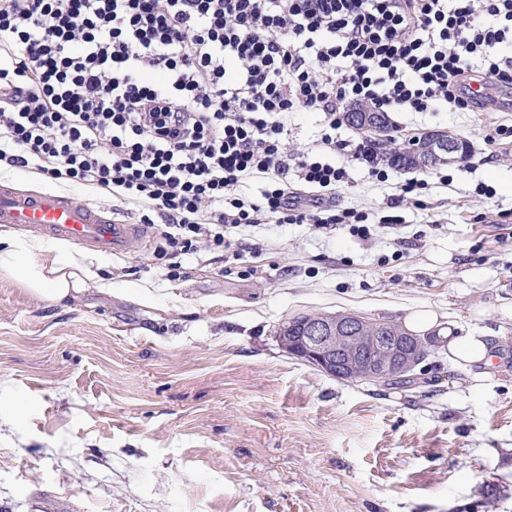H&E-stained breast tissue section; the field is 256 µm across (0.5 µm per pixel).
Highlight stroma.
Returning a JSON list of instances; mask_svg holds the SVG:
<instances>
[{
    "instance_id": "35a3bbf8",
    "label": "stroma",
    "mask_w": 512,
    "mask_h": 512,
    "mask_svg": "<svg viewBox=\"0 0 512 512\" xmlns=\"http://www.w3.org/2000/svg\"><path fill=\"white\" fill-rule=\"evenodd\" d=\"M493 108L395 112L401 137L439 130L468 159L425 169L350 163L338 208L370 229L246 227L259 259L201 250L180 277L153 250L70 253L92 274L50 307L0 275V512H512V89ZM319 112L288 115L292 152L313 149ZM423 181L396 210L386 200ZM22 191L111 198L39 175ZM396 213L401 228L387 225ZM426 306L491 339V366L432 349L414 385L341 381L279 349L283 320L354 312L406 322Z\"/></svg>"
}]
</instances>
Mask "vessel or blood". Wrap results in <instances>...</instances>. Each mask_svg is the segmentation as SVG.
I'll use <instances>...</instances> for the list:
<instances>
[{
	"mask_svg": "<svg viewBox=\"0 0 512 512\" xmlns=\"http://www.w3.org/2000/svg\"><path fill=\"white\" fill-rule=\"evenodd\" d=\"M0 224L109 255L130 251L140 239L139 225L114 223L109 209L57 193H25L8 184H0Z\"/></svg>",
	"mask_w": 512,
	"mask_h": 512,
	"instance_id": "b4317fda",
	"label": "vessel or blood"
}]
</instances>
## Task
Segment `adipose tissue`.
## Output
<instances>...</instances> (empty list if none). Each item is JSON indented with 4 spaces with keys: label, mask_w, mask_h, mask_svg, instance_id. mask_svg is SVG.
<instances>
[{
    "label": "adipose tissue",
    "mask_w": 512,
    "mask_h": 512,
    "mask_svg": "<svg viewBox=\"0 0 512 512\" xmlns=\"http://www.w3.org/2000/svg\"><path fill=\"white\" fill-rule=\"evenodd\" d=\"M75 264L74 257L66 251L0 232V274L17 281L48 304H60L83 290V280L73 271ZM408 329L416 334L435 335L440 344L447 346L449 358L465 366L491 362L487 337L473 332L458 334L453 327L444 326L430 308L414 310Z\"/></svg>",
    "instance_id": "ef3b65f1"
}]
</instances>
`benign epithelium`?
<instances>
[{"instance_id": "benign-epithelium-1", "label": "benign epithelium", "mask_w": 512, "mask_h": 512, "mask_svg": "<svg viewBox=\"0 0 512 512\" xmlns=\"http://www.w3.org/2000/svg\"><path fill=\"white\" fill-rule=\"evenodd\" d=\"M363 125L386 152L402 154L409 150V142L393 133H386L370 115L363 117ZM458 142L440 137L433 152L436 161L443 156L459 158ZM366 319L355 313H322L303 317L288 325L279 324L277 341L282 350L314 366L324 374L344 381L359 379L370 383L406 379L424 360L422 348L435 343L412 334L372 336L362 357H357L352 344L364 331Z\"/></svg>"}]
</instances>
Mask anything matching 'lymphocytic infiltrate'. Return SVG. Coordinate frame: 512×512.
<instances>
[{
	"label": "lymphocytic infiltrate",
	"instance_id": "f902f5d3",
	"mask_svg": "<svg viewBox=\"0 0 512 512\" xmlns=\"http://www.w3.org/2000/svg\"><path fill=\"white\" fill-rule=\"evenodd\" d=\"M493 83L512 88V0H0V167L162 221L170 260L270 222L365 238L324 195L348 178L340 115L481 109ZM302 110L327 123L296 157Z\"/></svg>",
	"mask_w": 512,
	"mask_h": 512
}]
</instances>
